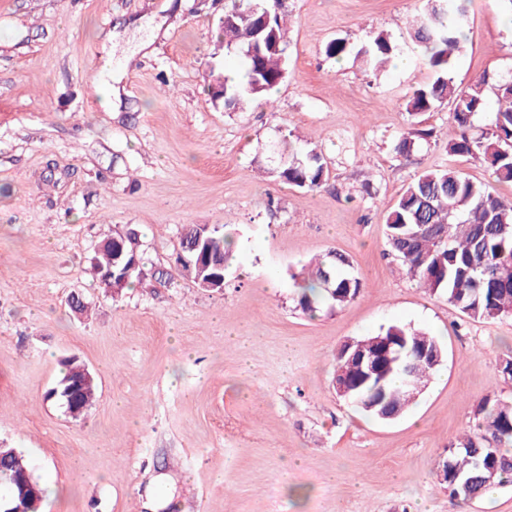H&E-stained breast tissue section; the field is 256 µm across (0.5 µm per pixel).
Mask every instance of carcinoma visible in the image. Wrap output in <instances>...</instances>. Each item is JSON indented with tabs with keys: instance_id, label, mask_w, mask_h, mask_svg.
Returning <instances> with one entry per match:
<instances>
[{
	"instance_id": "obj_1",
	"label": "carcinoma",
	"mask_w": 512,
	"mask_h": 512,
	"mask_svg": "<svg viewBox=\"0 0 512 512\" xmlns=\"http://www.w3.org/2000/svg\"><path fill=\"white\" fill-rule=\"evenodd\" d=\"M427 9L412 24L413 37L425 48L424 64L431 70V80L415 88L406 103L412 114L431 112L451 103V117L460 128L459 139L448 144V154H467L483 160L492 171L493 182H477L454 167L427 171L410 182L385 216L386 244L401 262L405 274L430 293L446 296L448 302L473 320H494L512 315V202H505L493 183L512 182V79H495L483 74L465 88L456 86L453 76L455 51L468 24V0H427ZM286 0H227L220 38L224 48L241 55L247 79L239 81L220 70L211 77L224 80L222 103L227 112L242 111L255 97L278 86L287 73L286 39L283 26ZM269 26L261 28L262 18ZM402 51L384 33L378 32L356 51L369 69L376 70ZM490 112V131L480 137L469 134L471 118ZM288 141L291 159L276 171V177L309 190L320 188L329 177L327 165L312 142L283 135ZM199 225L183 227L179 247L188 261L174 259L169 268L154 266L138 239L126 240V257L137 255L140 266L125 284L138 288L145 283H162L178 274L198 287L219 286L233 258L234 230L230 224H210L204 231L202 265H197L198 250L190 249L196 241ZM112 237L97 246L93 268L99 282L112 288ZM297 305L314 317L353 301L362 288L361 280L351 272L344 254L330 252L309 271L298 275ZM406 338L415 349L411 359L417 362L412 375L395 369L370 379L359 377V364L345 349L336 354V382L352 388L348 401L370 417H399L413 402L412 384L420 386L438 369L441 362L432 352L442 350L437 339L411 327L390 324L371 336L362 338L368 345L378 340ZM429 355L421 356L422 349ZM81 362L75 357L61 359V376L56 388L78 376ZM95 383L79 387L76 403L63 395L52 397L69 413H80L92 405ZM512 404L478 405L473 429L452 441L446 461L448 472L461 476L448 481L449 494L461 504L482 498L493 486L512 483ZM0 455L11 459L0 466V480L14 491L18 477L30 471L21 454L12 448H0ZM492 456L498 463L494 483L478 478L475 460Z\"/></svg>"
}]
</instances>
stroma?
I'll return each mask as SVG.
<instances>
[{
    "mask_svg": "<svg viewBox=\"0 0 512 512\" xmlns=\"http://www.w3.org/2000/svg\"><path fill=\"white\" fill-rule=\"evenodd\" d=\"M424 5L288 0L286 78L228 112L208 93L212 68H241L218 40L225 0H0V448L25 457L42 512H512V485L463 507L437 476L483 398L512 402V316L464 317L386 246L384 217L413 179L450 165L491 176L449 155V106L405 109L431 78L409 35ZM468 8L457 82L512 78V13ZM380 31L406 64L373 75L354 50ZM335 38L351 49L339 61L324 52ZM95 79L119 87V111ZM288 129L321 153V188L270 177ZM417 129L429 137L396 154ZM187 224L235 229L223 288L99 287L103 237L134 228L166 267ZM332 251L363 287L312 318L293 276ZM74 293L88 314L69 309ZM391 324L433 334L445 360L383 422L334 376L342 344ZM73 355L98 385L76 420L46 397Z\"/></svg>",
    "mask_w": 512,
    "mask_h": 512,
    "instance_id": "35a3bbf8",
    "label": "stroma"
}]
</instances>
